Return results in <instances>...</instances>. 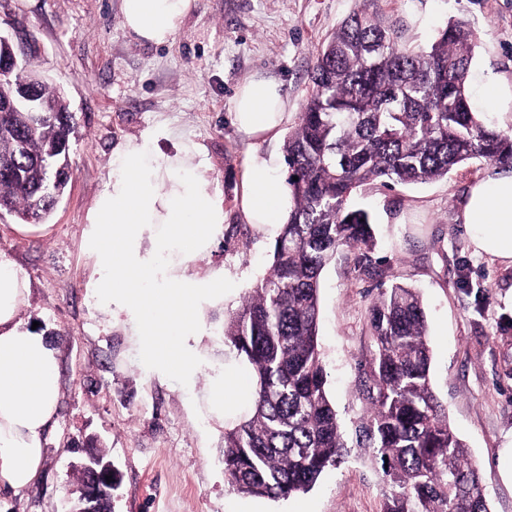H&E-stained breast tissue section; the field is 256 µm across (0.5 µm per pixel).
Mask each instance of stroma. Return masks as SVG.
I'll return each instance as SVG.
<instances>
[{"mask_svg": "<svg viewBox=\"0 0 512 512\" xmlns=\"http://www.w3.org/2000/svg\"><path fill=\"white\" fill-rule=\"evenodd\" d=\"M361 0H195L174 38L156 46L123 26L120 0H0V36L26 41L28 61L63 98L76 122L68 190L35 226L0 215V253L28 281L20 308L58 352L56 417L44 435L35 483L0 496V512H64L81 486L88 443L117 475L112 512H381L384 485L367 455L326 470L307 493L269 500L228 488L222 419L209 414L210 381L235 362L212 338L265 276L275 237L246 223L241 175L253 154L283 157L288 130L311 92L324 41ZM403 22L402 41L426 49L452 20L476 31L472 71L512 80V0H380ZM277 78L288 100L282 133L247 137L232 101L252 75ZM199 145L225 220L198 276L220 274L224 295L204 302L193 342L202 367L188 377L142 356L128 312L92 293L84 250L86 215L103 192L117 146L156 123ZM488 168L476 161L425 184L370 181L353 202L370 214L375 244L340 250L321 275L319 343L327 389L346 432L366 413L358 380L373 353L369 306L379 285L418 289L432 349L431 384L453 431L489 491L490 512H512V265L474 251L456 216L468 187Z\"/></svg>", "mask_w": 512, "mask_h": 512, "instance_id": "stroma-1", "label": "stroma"}]
</instances>
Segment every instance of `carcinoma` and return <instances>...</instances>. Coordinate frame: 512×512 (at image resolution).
Masks as SVG:
<instances>
[{
	"mask_svg": "<svg viewBox=\"0 0 512 512\" xmlns=\"http://www.w3.org/2000/svg\"><path fill=\"white\" fill-rule=\"evenodd\" d=\"M476 34L452 21L432 45L404 47L395 24L364 0L318 53L312 91L288 134V213L269 273L224 318L217 337L252 367L248 412L224 427V476L235 492L269 499L313 488L349 454L318 349L321 273L338 250L369 247L367 212L350 206L368 181L424 183L478 160L512 169V131L471 108ZM57 112L0 114V211L46 219L42 162L70 168L74 117L44 82ZM298 180H293V177ZM374 341L360 380L368 406L356 444L380 462L382 512H490L488 493L430 385L427 317L417 291L382 288L369 308Z\"/></svg>",
	"mask_w": 512,
	"mask_h": 512,
	"instance_id": "obj_1",
	"label": "carcinoma"
}]
</instances>
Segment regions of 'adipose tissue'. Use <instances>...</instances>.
<instances>
[{
	"mask_svg": "<svg viewBox=\"0 0 512 512\" xmlns=\"http://www.w3.org/2000/svg\"><path fill=\"white\" fill-rule=\"evenodd\" d=\"M194 0H121L124 26L143 42L168 43ZM478 105L497 109L499 125L512 123L502 106L512 86L487 72L476 76ZM234 124L246 134L276 135L286 117L278 82L255 76L233 98ZM156 125L126 140L116 152L105 190L88 212L87 249L95 288L104 306L136 315L137 343L153 364L193 374L198 360L189 344L198 333V306L223 294L224 278H198L191 256L208 251L224 224V199L211 190L200 148L184 141L167 154L156 150L171 137ZM241 207L248 223L274 228L286 208L285 180L275 157L255 156L242 172ZM476 252L512 264V173L492 168L470 186L458 213ZM29 292L26 278L0 255V492L31 485L41 468L45 431L57 412L58 355L45 336L24 327L19 310ZM252 400L243 367H225L213 380L210 412L233 418Z\"/></svg>",
	"mask_w": 512,
	"mask_h": 512,
	"instance_id": "obj_1",
	"label": "adipose tissue"
}]
</instances>
